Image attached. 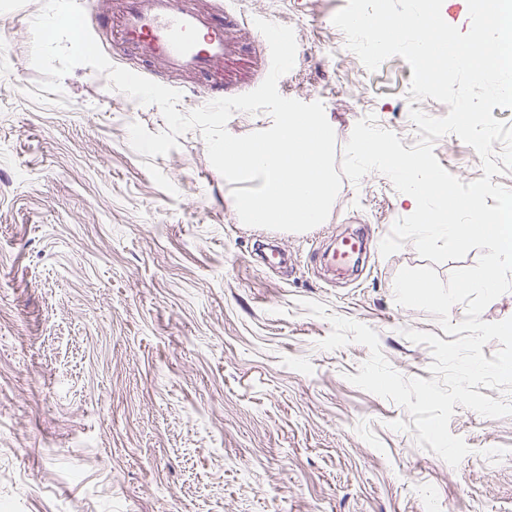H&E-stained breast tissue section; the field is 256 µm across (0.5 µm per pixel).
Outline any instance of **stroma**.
Instances as JSON below:
<instances>
[{
    "instance_id": "stroma-1",
    "label": "stroma",
    "mask_w": 512,
    "mask_h": 512,
    "mask_svg": "<svg viewBox=\"0 0 512 512\" xmlns=\"http://www.w3.org/2000/svg\"><path fill=\"white\" fill-rule=\"evenodd\" d=\"M43 0H0V512H512V416L456 407L470 452L451 467L420 448L408 412L349 378L369 349L321 348L330 316L368 325L405 378L431 379L434 316L398 305L394 280L426 266L412 242L363 274L320 264L336 237H377L409 216L391 180H343L328 218L294 233L243 224L233 186L200 130L154 158L129 126L165 130L158 106L74 68L38 89L31 23ZM347 0H237L217 80L228 95L261 83L248 21L291 27L300 59L278 87L321 102L344 150L356 123L413 145L401 57L339 71ZM463 182L482 177L456 135L434 144ZM274 239L283 264L264 266ZM326 306L310 315L306 302Z\"/></svg>"
}]
</instances>
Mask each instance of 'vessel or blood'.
<instances>
[{"label": "vessel or blood", "mask_w": 512, "mask_h": 512, "mask_svg": "<svg viewBox=\"0 0 512 512\" xmlns=\"http://www.w3.org/2000/svg\"><path fill=\"white\" fill-rule=\"evenodd\" d=\"M85 7L110 26L114 41L150 67L207 76L224 65L228 18L223 5L201 11L188 0H122L116 19L100 10L98 0H86Z\"/></svg>", "instance_id": "vessel-or-blood-1"}]
</instances>
